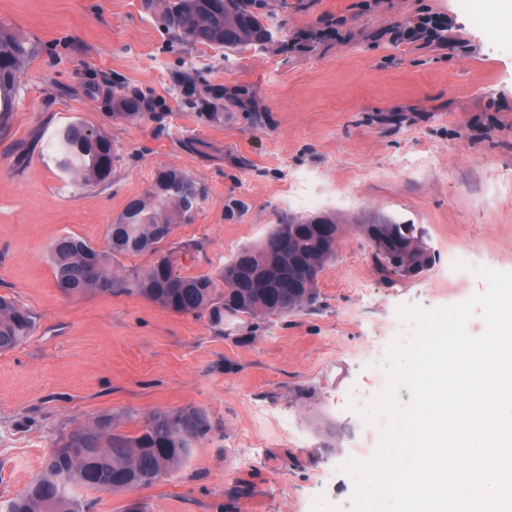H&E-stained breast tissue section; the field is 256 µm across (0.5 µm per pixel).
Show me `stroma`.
Segmentation results:
<instances>
[{
	"instance_id": "obj_1",
	"label": "stroma",
	"mask_w": 512,
	"mask_h": 512,
	"mask_svg": "<svg viewBox=\"0 0 512 512\" xmlns=\"http://www.w3.org/2000/svg\"><path fill=\"white\" fill-rule=\"evenodd\" d=\"M287 47L223 53L171 39L144 0H0V25L34 47L0 128V295L35 328L0 353V506L64 437L98 416L135 434L151 414L205 409L209 437L148 487L81 489L85 512H350L354 447L375 454L381 423L349 403L386 385L369 355L398 333L400 306L433 309L486 291L478 271H512V35L470 0H287ZM439 15L452 47L397 40ZM313 29L328 36L308 45ZM247 86L265 122L202 123L177 73ZM163 105V121L112 116L111 82ZM99 129L119 160L108 184L78 185L48 159L65 124ZM177 168L205 197L173 242L195 244L180 275L216 273L284 216L332 217L335 256L312 310L234 320L170 311L131 292L156 257L111 261L113 291L56 286L64 234L104 248L108 224ZM411 224L436 255L405 277L381 270L365 224Z\"/></svg>"
}]
</instances>
